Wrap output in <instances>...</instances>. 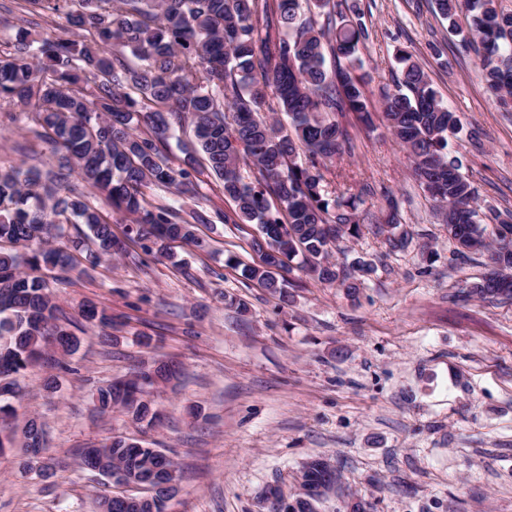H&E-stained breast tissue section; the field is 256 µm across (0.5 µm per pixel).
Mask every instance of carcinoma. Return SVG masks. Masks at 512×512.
Here are the masks:
<instances>
[{
	"label": "carcinoma",
	"instance_id": "carcinoma-1",
	"mask_svg": "<svg viewBox=\"0 0 512 512\" xmlns=\"http://www.w3.org/2000/svg\"><path fill=\"white\" fill-rule=\"evenodd\" d=\"M30 15L65 12L78 41L64 35L36 36L21 27L0 43V100L30 106L38 137L59 155L57 169L0 170V244L27 248L32 255L0 248V413L12 415L4 396L13 395L14 376L39 363L47 337L65 354L79 338L55 323L56 305L45 274L73 268L72 252L94 267L124 251L112 232V214L129 219L125 235L160 256L166 245L182 242L205 247L197 224H255L256 265L243 269L283 303L294 267L317 281L335 284L349 298L363 287L371 263L357 258L338 263L332 250L357 238L358 198L322 193L328 163L342 155L347 133L336 121L353 112L370 127L373 111L363 78L354 74L360 45L368 37L361 21L334 19L336 0H23ZM438 13L478 54L486 91L512 112V23L498 0H435ZM402 75L381 92V119L406 149L413 172L438 207L448 234L460 242L459 257H485V273L512 271V219L493 230L480 222L478 193L449 156L448 140L462 129L428 74L401 50ZM287 120L272 114L270 100ZM189 120V139H177L183 157L170 161L169 140ZM207 167L222 182L231 209L195 210L183 217L167 205L146 199L152 186L179 192L193 186L194 174ZM259 176L247 182L242 167ZM105 195L110 210L91 204L69 185L72 174ZM393 230L389 245L401 248L407 234L398 228L396 210L386 216ZM83 225L62 246L65 226ZM481 277L468 294L512 300L493 291ZM79 315L103 327L112 317L92 302ZM177 369L160 362L143 378L168 382ZM97 409L120 407L138 424L154 425L158 412L147 387L134 377L99 387ZM25 453L40 447L42 424L29 419L23 430ZM83 467L113 477L125 474L154 488L153 506L114 497L102 512H168L165 484L175 464L161 449L117 436L100 447L76 450ZM336 474L324 458L309 462L299 483V512H315L335 488Z\"/></svg>",
	"mask_w": 512,
	"mask_h": 512
}]
</instances>
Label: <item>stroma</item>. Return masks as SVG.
<instances>
[{
    "instance_id": "stroma-1",
    "label": "stroma",
    "mask_w": 512,
    "mask_h": 512,
    "mask_svg": "<svg viewBox=\"0 0 512 512\" xmlns=\"http://www.w3.org/2000/svg\"><path fill=\"white\" fill-rule=\"evenodd\" d=\"M360 14L369 37L361 71L380 95L412 54L439 97L461 119L450 138L482 212L512 213V112L477 76L478 58L434 11L433 0H336ZM27 105L0 104V167L47 170L56 157L35 137ZM350 149L327 177L329 195H359L360 238L340 242L338 261L375 267L357 299L301 270L281 304L242 267L258 261L253 224H200L204 248L172 244V258L127 243L84 274L53 271L49 292L79 337L68 356L17 376L11 423L43 424L44 475L23 474L24 454L0 455V512H100L116 492L83 469L76 449L124 435L162 448L178 465L169 512H271L274 491L293 499L312 458L341 478L317 512H343L347 494L372 512H512V301L468 297L484 267L460 260L430 196L412 175L404 148L382 124L342 118ZM196 191L154 187V204L184 211L228 209L209 172ZM409 233L390 249L379 226L389 200ZM238 265H228V256ZM104 307L115 328L80 319L84 301ZM247 313H238L237 303ZM177 363L176 388L153 389V427L115 408L95 407L99 386L157 360ZM55 379L48 390L47 379Z\"/></svg>"
}]
</instances>
